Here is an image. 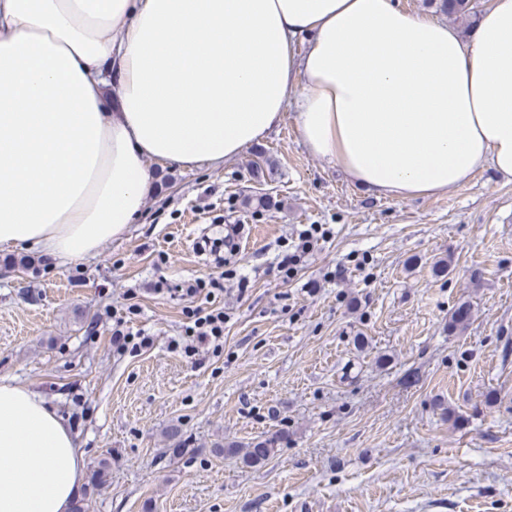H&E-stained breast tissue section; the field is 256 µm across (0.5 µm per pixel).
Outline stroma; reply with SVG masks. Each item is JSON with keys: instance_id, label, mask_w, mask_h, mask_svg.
Masks as SVG:
<instances>
[{"instance_id": "1", "label": "stroma", "mask_w": 512, "mask_h": 512, "mask_svg": "<svg viewBox=\"0 0 512 512\" xmlns=\"http://www.w3.org/2000/svg\"><path fill=\"white\" fill-rule=\"evenodd\" d=\"M147 167L141 217L95 257L0 249V377L66 418L86 470L108 461L107 484L80 488L87 512H512V182L482 168L437 197L378 198L289 115L224 165ZM228 224L238 249L215 257ZM309 224L331 234L283 281L278 258ZM218 271L224 351L194 361L168 347L186 322L173 288ZM132 301L155 345L118 357L96 317ZM463 302L471 319L449 332ZM281 432L257 467L214 450Z\"/></svg>"}]
</instances>
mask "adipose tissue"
Masks as SVG:
<instances>
[{
    "label": "adipose tissue",
    "instance_id": "1",
    "mask_svg": "<svg viewBox=\"0 0 512 512\" xmlns=\"http://www.w3.org/2000/svg\"><path fill=\"white\" fill-rule=\"evenodd\" d=\"M289 111L377 197L512 181V0L465 33L399 0H0V246L92 258L148 161L222 165ZM83 477L64 418L1 377L0 512H71Z\"/></svg>",
    "mask_w": 512,
    "mask_h": 512
}]
</instances>
